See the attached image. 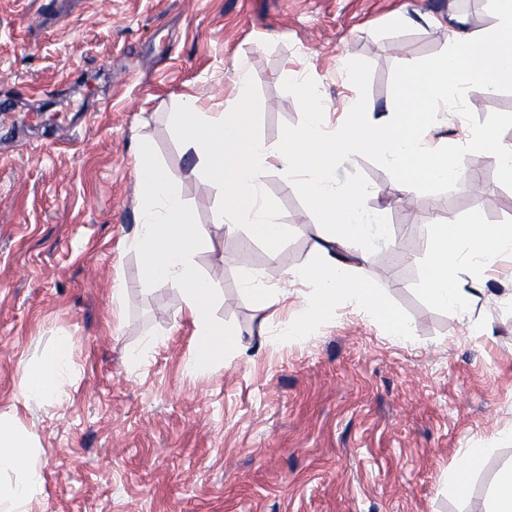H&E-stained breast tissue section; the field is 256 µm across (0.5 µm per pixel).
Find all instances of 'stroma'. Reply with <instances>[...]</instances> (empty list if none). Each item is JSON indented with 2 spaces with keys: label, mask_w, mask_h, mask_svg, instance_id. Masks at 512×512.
<instances>
[{
  "label": "stroma",
  "mask_w": 512,
  "mask_h": 512,
  "mask_svg": "<svg viewBox=\"0 0 512 512\" xmlns=\"http://www.w3.org/2000/svg\"><path fill=\"white\" fill-rule=\"evenodd\" d=\"M398 11L409 24L392 25ZM461 23L497 19L487 0H0V412L17 411L40 445L31 512H489L512 467V252L459 241L460 283L476 290L463 311L424 288L432 225L477 210L512 226V179L479 144L512 142V87L443 114L429 135L452 144L476 186L407 195L364 149L336 168L337 188L364 187L361 207L386 211L385 236L353 243L347 263L383 286L408 326L397 337L344 293L305 321L312 282L291 286L279 319L263 322L244 275L281 286L314 264L325 216L300 178L272 171L265 196L288 227L278 258L248 226L225 235L222 190L193 171L172 124L186 95L222 111L240 59L268 144L306 121L287 71L319 90L324 129L358 109L383 113L402 70L437 57ZM347 55L362 63L356 77ZM144 139L212 240L195 264L215 279V318L247 347L214 368H195L178 289L146 287L130 246ZM285 320L303 323L296 340H282ZM61 336L73 380L24 406L22 367ZM469 447L486 455L459 486L451 474Z\"/></svg>",
  "instance_id": "1"
}]
</instances>
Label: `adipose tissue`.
Instances as JSON below:
<instances>
[{
    "instance_id": "ef3b65f1",
    "label": "adipose tissue",
    "mask_w": 512,
    "mask_h": 512,
    "mask_svg": "<svg viewBox=\"0 0 512 512\" xmlns=\"http://www.w3.org/2000/svg\"><path fill=\"white\" fill-rule=\"evenodd\" d=\"M493 3L498 22L492 30L454 31L438 58L406 67L400 92L387 104V115L377 128L360 120L332 131L323 129L317 120L321 103L311 91L302 100L306 124L269 145L253 131L254 78L242 63L235 69L232 95L223 111H203L193 97L182 100L175 114L178 132L197 167L223 189L216 222L226 232L248 225L269 257H278L288 229L273 219L263 194L264 179L274 169L287 178L301 177L315 206L328 216V230L314 244L317 263L289 274L290 281L316 284L304 301L308 319L329 315L344 292L386 315L392 335L406 334V325L388 314L381 290L365 287L353 277L336 252L337 247L370 239L384 222L383 210L361 208V187L335 191L336 160L350 147L373 151L394 168L406 193L459 181L462 173L447 146H430L425 132L438 113L512 85V0ZM431 232L434 257L426 294L434 304L455 312L469 301L458 284L459 240L469 239L481 252L512 251V227L485 223L476 211L464 224H435ZM72 366L70 339L59 337L49 359L21 369L18 390L24 403L49 398L70 377ZM37 451L17 413L0 412V512H30L43 485Z\"/></svg>"
}]
</instances>
